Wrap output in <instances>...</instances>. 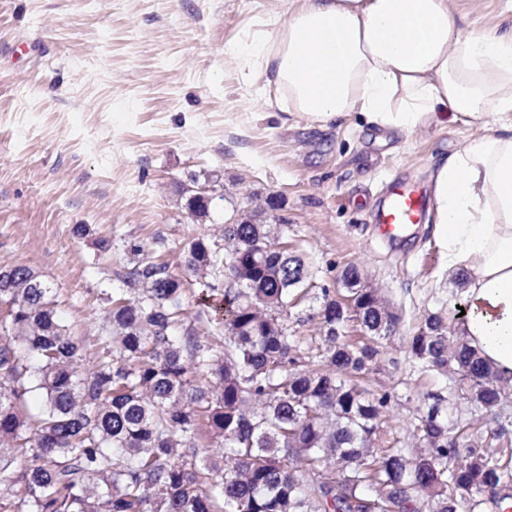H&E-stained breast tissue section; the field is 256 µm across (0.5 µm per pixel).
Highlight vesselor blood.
<instances>
[{
	"label": "vessel or blood",
	"mask_w": 512,
	"mask_h": 512,
	"mask_svg": "<svg viewBox=\"0 0 512 512\" xmlns=\"http://www.w3.org/2000/svg\"><path fill=\"white\" fill-rule=\"evenodd\" d=\"M428 209L429 197L419 182L410 178L391 180L375 212L381 237L392 242L406 239L412 226L423 223Z\"/></svg>",
	"instance_id": "obj_1"
}]
</instances>
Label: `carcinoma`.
<instances>
[{
	"mask_svg": "<svg viewBox=\"0 0 512 512\" xmlns=\"http://www.w3.org/2000/svg\"><path fill=\"white\" fill-rule=\"evenodd\" d=\"M276 208L269 197L218 236L193 239L180 275L137 261L87 340L32 268L0 267V512L512 508L509 417L493 434L507 447L453 417L461 399L500 412L512 382L454 335L447 311L427 310L408 351L421 372L448 379V395L419 399L416 455L380 436L392 394L359 379L401 316L363 265L348 263L312 316L320 360L301 356L283 315L313 273L303 255L275 247L288 225L262 215ZM189 276L205 280L196 319L224 329L216 345L185 323Z\"/></svg>",
	"mask_w": 512,
	"mask_h": 512,
	"instance_id": "obj_1",
	"label": "carcinoma"
}]
</instances>
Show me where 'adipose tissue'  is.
Returning a JSON list of instances; mask_svg holds the SVG:
<instances>
[{"label":"adipose tissue","mask_w":512,"mask_h":512,"mask_svg":"<svg viewBox=\"0 0 512 512\" xmlns=\"http://www.w3.org/2000/svg\"><path fill=\"white\" fill-rule=\"evenodd\" d=\"M240 52L285 111L318 122L355 112L407 131L444 110L512 130V40L460 31L448 0H313ZM434 199L448 269L468 273L454 333L512 378V133L441 158Z\"/></svg>","instance_id":"adipose-tissue-1"}]
</instances>
